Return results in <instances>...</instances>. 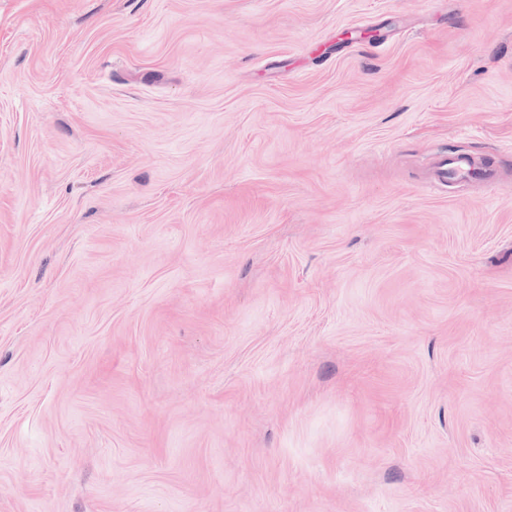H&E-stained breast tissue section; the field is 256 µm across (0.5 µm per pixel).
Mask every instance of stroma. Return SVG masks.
<instances>
[{"label":"stroma","instance_id":"obj_1","mask_svg":"<svg viewBox=\"0 0 512 512\" xmlns=\"http://www.w3.org/2000/svg\"><path fill=\"white\" fill-rule=\"evenodd\" d=\"M0 512H512V0H0ZM467 176L481 179L489 184L496 181V171L490 165L463 155L441 157L433 166L432 181L434 183L448 184L449 179L459 180Z\"/></svg>","mask_w":512,"mask_h":512}]
</instances>
